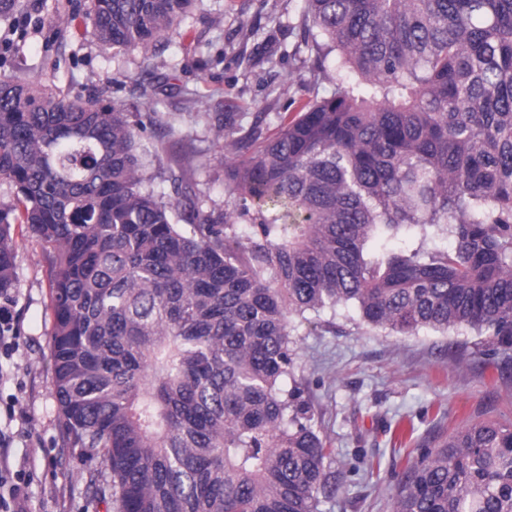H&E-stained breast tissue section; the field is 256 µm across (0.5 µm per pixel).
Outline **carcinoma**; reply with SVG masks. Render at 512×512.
I'll return each instance as SVG.
<instances>
[{
	"instance_id": "carcinoma-1",
	"label": "carcinoma",
	"mask_w": 512,
	"mask_h": 512,
	"mask_svg": "<svg viewBox=\"0 0 512 512\" xmlns=\"http://www.w3.org/2000/svg\"><path fill=\"white\" fill-rule=\"evenodd\" d=\"M192 2L86 15L145 54ZM302 2L336 92L256 149L267 113L240 136L224 114L223 209L156 190L158 113L0 81V299L23 224L48 253L51 385L85 510L320 512L331 451L290 336L312 313L512 349V0ZM390 512H512V422L425 449Z\"/></svg>"
}]
</instances>
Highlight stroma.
I'll list each match as a JSON object with an SVG mask.
<instances>
[{"instance_id":"obj_1","label":"stroma","mask_w":512,"mask_h":512,"mask_svg":"<svg viewBox=\"0 0 512 512\" xmlns=\"http://www.w3.org/2000/svg\"><path fill=\"white\" fill-rule=\"evenodd\" d=\"M86 7L87 0H17L0 16V80L35 81L67 97L101 94L135 116L161 113L147 139L164 145L165 168L172 153L192 145L183 185L205 207L225 203L216 115L235 114L247 127L267 113L268 138L291 101L335 90L302 45L299 0H195L178 34L149 56L101 44ZM253 26L258 34L246 37ZM142 83L158 86L154 100L140 95ZM16 264L11 312L21 317V333L12 355L0 356V433L9 437L11 465L34 472L31 512H76L84 486L79 450L60 445L45 248L17 233ZM292 336L296 374L333 450L321 512H389L425 447L467 423L512 421V363L469 330L396 336L340 308L311 315Z\"/></svg>"}]
</instances>
